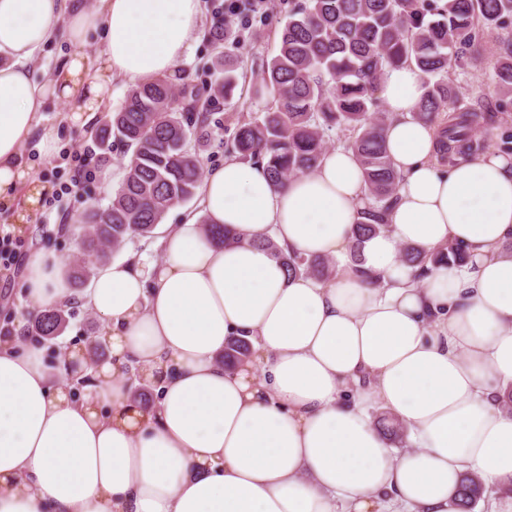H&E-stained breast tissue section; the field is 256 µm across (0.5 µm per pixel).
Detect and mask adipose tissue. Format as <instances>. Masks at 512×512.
<instances>
[{
	"label": "adipose tissue",
	"instance_id": "1",
	"mask_svg": "<svg viewBox=\"0 0 512 512\" xmlns=\"http://www.w3.org/2000/svg\"><path fill=\"white\" fill-rule=\"evenodd\" d=\"M63 14L75 51L37 82L27 63ZM203 27L201 0H97L91 11L0 0V202L25 185L34 207L46 191L20 147L38 128L39 150L55 151L56 127L38 126L48 98L88 122L113 79L175 75ZM92 34L96 58L80 51ZM425 85L412 65L380 85L401 182L387 229L362 243L365 180L339 146L280 188L265 164L225 157L197 188L198 212L161 230V263L113 262L82 292L64 258L32 257L33 310L85 304L110 356L82 386L69 365L86 349L51 362L18 334L0 336V512H468L464 477L512 484V159L490 148L439 164L434 128L413 117ZM210 224L235 242H212ZM448 244L465 263L421 277L401 258L407 245ZM280 249L336 260V272L288 274ZM234 337L254 356L228 369ZM132 367L154 406L134 399ZM373 405L412 449L395 454Z\"/></svg>",
	"mask_w": 512,
	"mask_h": 512
}]
</instances>
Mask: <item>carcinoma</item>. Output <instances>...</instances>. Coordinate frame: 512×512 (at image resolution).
<instances>
[{
  "mask_svg": "<svg viewBox=\"0 0 512 512\" xmlns=\"http://www.w3.org/2000/svg\"><path fill=\"white\" fill-rule=\"evenodd\" d=\"M508 28L512 0H301L281 22L277 53L253 88L264 106L237 119L231 150L266 162L274 184L282 187L322 162L325 131L344 128L370 199L355 237L383 230L400 182L383 136L389 113L373 111L386 73L408 63L427 76V91L413 117L438 127L440 162L446 163L454 152L474 151L469 132L491 118L487 108H458L461 91L448 80V68L480 66L485 36ZM210 40L216 54L208 69L222 74L206 90L214 105L231 100L238 77L235 62L221 51L224 27H214ZM496 79L512 95V41L500 48ZM200 95L193 86L178 91L170 78L159 77L132 87L121 107L92 130L102 151L120 143L130 160L111 203L92 205L82 215L79 235L85 251L105 259L131 237L152 234L172 206L195 196L200 147L211 136L210 112L198 109ZM277 255L290 274L317 280L333 274L327 259ZM402 259L425 273L431 265L461 264L466 255L452 245L432 252L408 247ZM65 326L63 311L52 309L35 318L30 333L54 339ZM251 355L250 341L233 339L224 350V365L235 367ZM484 492L478 478H467L461 500L474 507Z\"/></svg>",
  "mask_w": 512,
  "mask_h": 512,
  "instance_id": "carcinoma-1",
  "label": "carcinoma"
}]
</instances>
